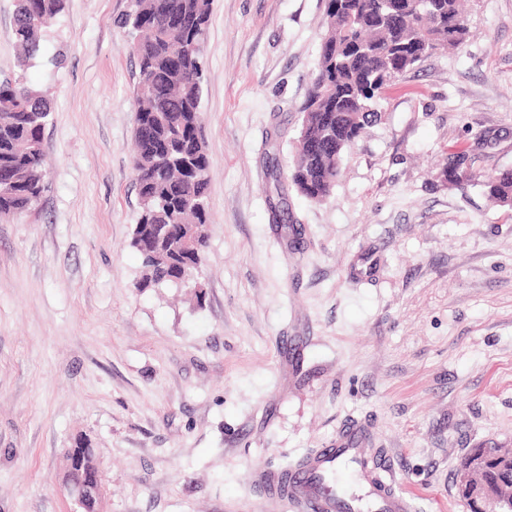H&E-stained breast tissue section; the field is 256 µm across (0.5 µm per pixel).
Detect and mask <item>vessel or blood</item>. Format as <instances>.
Segmentation results:
<instances>
[{"instance_id": "vessel-or-blood-1", "label": "vessel or blood", "mask_w": 512, "mask_h": 512, "mask_svg": "<svg viewBox=\"0 0 512 512\" xmlns=\"http://www.w3.org/2000/svg\"><path fill=\"white\" fill-rule=\"evenodd\" d=\"M282 495L303 512H410L390 466L382 464L367 428L342 425L328 447L304 454Z\"/></svg>"}]
</instances>
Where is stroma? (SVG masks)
Returning a JSON list of instances; mask_svg holds the SVG:
<instances>
[{"instance_id": "1", "label": "stroma", "mask_w": 512, "mask_h": 512, "mask_svg": "<svg viewBox=\"0 0 512 512\" xmlns=\"http://www.w3.org/2000/svg\"><path fill=\"white\" fill-rule=\"evenodd\" d=\"M0 0V81L19 71ZM128 0H65L29 84L51 102L46 190L0 218V512H74L93 448L102 512H289L261 481L367 426L412 512H467L471 448L512 452V208L443 179L512 168V0H466L470 36L386 88L331 196L287 189L325 0H213L201 109L212 162L201 288L140 289L129 246L138 77ZM441 175L449 185L462 189L474 185L481 177L465 166L464 158L461 156L451 159L442 168ZM266 193L268 197V205L271 213V224H275L276 227L281 229H288V213L285 212L283 207L282 197V178L283 172L278 165L274 163L271 158L268 165H266ZM68 460L63 479L78 506L76 512H101L103 477L95 455L74 446L68 451Z\"/></svg>"}]
</instances>
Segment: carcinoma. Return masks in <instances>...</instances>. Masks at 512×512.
Segmentation results:
<instances>
[{
	"label": "carcinoma",
	"mask_w": 512,
	"mask_h": 512,
	"mask_svg": "<svg viewBox=\"0 0 512 512\" xmlns=\"http://www.w3.org/2000/svg\"><path fill=\"white\" fill-rule=\"evenodd\" d=\"M64 0H18L14 35L26 67L40 50L47 22ZM212 0H131L118 19L137 57L133 89V170L140 214L129 246L142 260L140 288L195 281L208 247L211 160L203 137L202 46ZM318 70L309 84L289 169L292 185L318 203L331 193L341 154L364 126L381 119L375 100L439 47L467 41L461 0H326ZM50 105L23 76L0 82V216L21 214L46 189L45 129ZM448 184L480 183L512 207V170L479 176L458 156L441 171ZM271 223L288 229L279 165H266ZM501 468L494 490L512 492V456L489 449Z\"/></svg>",
	"instance_id": "obj_1"
}]
</instances>
